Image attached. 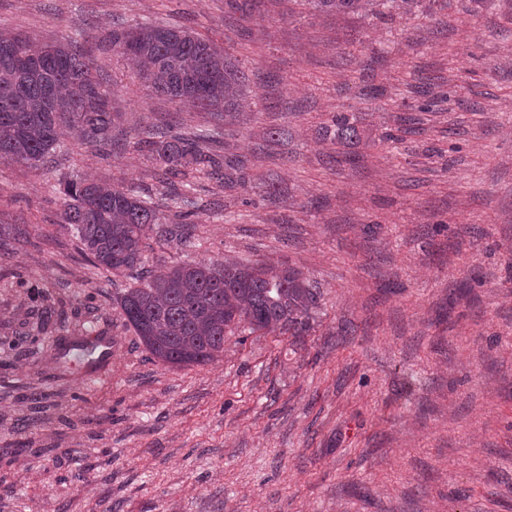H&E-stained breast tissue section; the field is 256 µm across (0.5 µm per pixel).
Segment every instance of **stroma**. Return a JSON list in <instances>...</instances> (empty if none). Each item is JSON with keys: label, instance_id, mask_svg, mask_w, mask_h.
Here are the masks:
<instances>
[{"label": "stroma", "instance_id": "35a3bbf8", "mask_svg": "<svg viewBox=\"0 0 512 512\" xmlns=\"http://www.w3.org/2000/svg\"><path fill=\"white\" fill-rule=\"evenodd\" d=\"M139 22L224 47L246 111L150 96L110 44ZM5 28L88 40L115 118L111 153L65 128L53 167L0 164V224L31 233L0 254V512H512V0H0ZM148 127L214 135L226 166L181 189L193 247L147 266L293 264L308 332L172 368L126 328L129 280L81 256L60 183L131 187L175 221ZM94 336L107 358L84 354ZM313 2L314 5L320 8H325L329 11H334L336 13L345 12L348 10H360L362 8L370 7L373 11L374 5L380 7L376 13L378 16H384L386 11H390L393 5H397L400 1L402 3H409L410 0H308Z\"/></svg>", "mask_w": 512, "mask_h": 512}]
</instances>
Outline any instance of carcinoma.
<instances>
[{"label":"carcinoma","mask_w":512,"mask_h":512,"mask_svg":"<svg viewBox=\"0 0 512 512\" xmlns=\"http://www.w3.org/2000/svg\"><path fill=\"white\" fill-rule=\"evenodd\" d=\"M336 13L410 0H311ZM112 47L136 66L155 96L202 111L236 112L248 86L238 63L211 41L176 26L137 24L112 30ZM91 49L77 40L37 44L21 31L0 33V164L39 170L60 152L66 125L82 143L112 145V91L94 75ZM336 142L354 134L349 117H331ZM198 135L143 132L138 146L156 161L155 176L170 186L190 175H217L220 161ZM63 223L70 225L86 259L132 285L113 297L125 326L160 362L171 367L207 365L224 353L235 332L302 336L317 296L303 272L289 264L237 261L183 263L154 273L142 268L144 228L166 218L152 198L77 175L63 183ZM18 224H0V250L27 238Z\"/></svg>","instance_id":"obj_1"}]
</instances>
